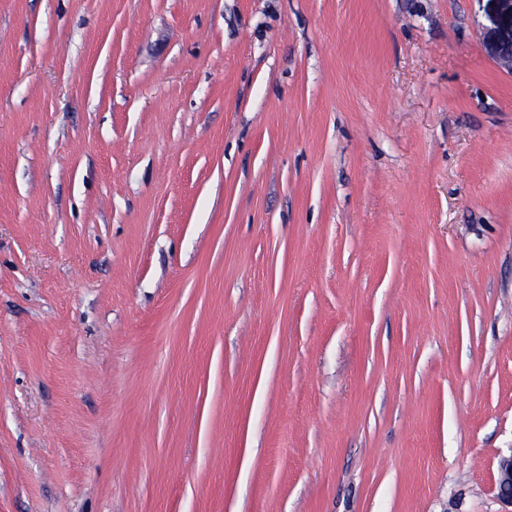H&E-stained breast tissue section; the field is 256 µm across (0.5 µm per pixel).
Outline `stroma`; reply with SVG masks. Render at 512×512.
I'll return each mask as SVG.
<instances>
[{
	"label": "stroma",
	"mask_w": 512,
	"mask_h": 512,
	"mask_svg": "<svg viewBox=\"0 0 512 512\" xmlns=\"http://www.w3.org/2000/svg\"><path fill=\"white\" fill-rule=\"evenodd\" d=\"M478 0H0V512H501L512 73Z\"/></svg>",
	"instance_id": "35a3bbf8"
}]
</instances>
